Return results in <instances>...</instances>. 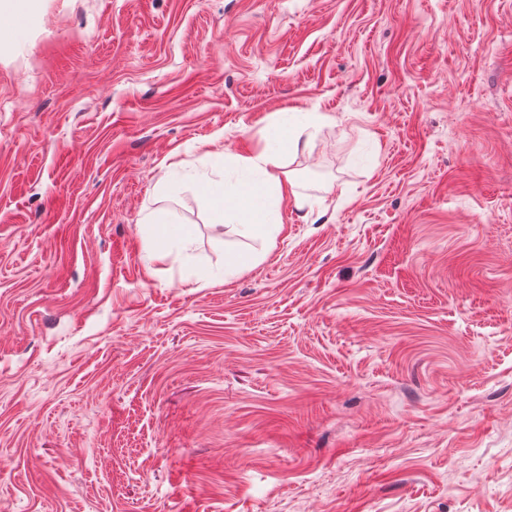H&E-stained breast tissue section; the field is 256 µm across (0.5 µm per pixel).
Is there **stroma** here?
Wrapping results in <instances>:
<instances>
[{
    "mask_svg": "<svg viewBox=\"0 0 512 512\" xmlns=\"http://www.w3.org/2000/svg\"><path fill=\"white\" fill-rule=\"evenodd\" d=\"M0 54V512H512V0H37ZM266 259L208 155L271 115ZM191 227L152 260L145 217ZM327 117L311 112H278L273 114L262 131L263 150L255 157L215 152L217 168L228 166L256 178H244L235 183L209 181L203 187L212 222L237 224L241 234L263 247L271 244L275 231L281 227L280 203L290 198L295 210L303 213L302 219L309 224L321 221L326 211L316 205L311 196L300 191L297 180L282 179L277 170L285 157L295 155L302 137L311 129H317ZM266 254V251L243 253L238 250L228 249L224 252V271L238 270L260 262Z\"/></svg>",
    "mask_w": 512,
    "mask_h": 512,
    "instance_id": "stroma-1",
    "label": "stroma"
}]
</instances>
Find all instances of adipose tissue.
<instances>
[{
  "instance_id": "adipose-tissue-1",
  "label": "adipose tissue",
  "mask_w": 512,
  "mask_h": 512,
  "mask_svg": "<svg viewBox=\"0 0 512 512\" xmlns=\"http://www.w3.org/2000/svg\"><path fill=\"white\" fill-rule=\"evenodd\" d=\"M325 121V116L318 113L278 112L262 131L264 147L257 156L215 153L216 164L242 172L243 178L234 183L211 181L204 186L213 223L240 226L244 237L270 245L282 224L280 203L286 198L291 199L306 223L320 222L324 210L301 191L297 180L281 178L278 171L284 158L298 152L305 133ZM147 222L152 226V248L157 256L175 249L188 250L192 242L189 229L170 223L162 213L148 216Z\"/></svg>"
}]
</instances>
